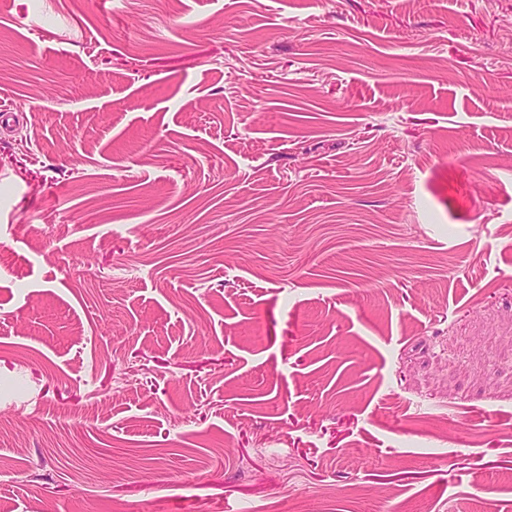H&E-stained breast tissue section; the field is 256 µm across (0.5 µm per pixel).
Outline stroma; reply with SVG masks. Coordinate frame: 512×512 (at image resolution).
<instances>
[{
    "mask_svg": "<svg viewBox=\"0 0 512 512\" xmlns=\"http://www.w3.org/2000/svg\"><path fill=\"white\" fill-rule=\"evenodd\" d=\"M512 512V0H0V512Z\"/></svg>",
    "mask_w": 512,
    "mask_h": 512,
    "instance_id": "obj_1",
    "label": "stroma"
}]
</instances>
